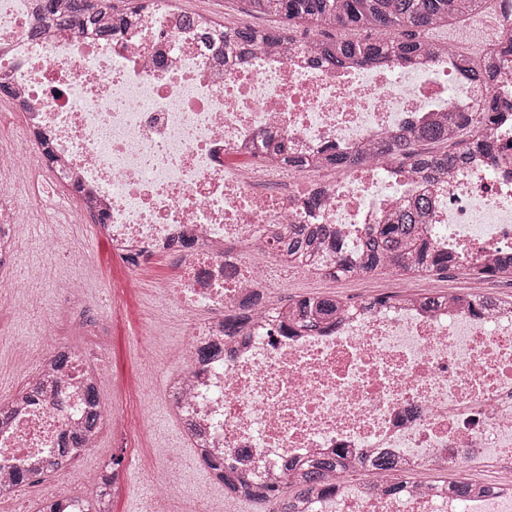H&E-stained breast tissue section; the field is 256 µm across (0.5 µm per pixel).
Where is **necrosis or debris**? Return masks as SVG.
<instances>
[{
	"mask_svg": "<svg viewBox=\"0 0 512 512\" xmlns=\"http://www.w3.org/2000/svg\"><path fill=\"white\" fill-rule=\"evenodd\" d=\"M37 0H0V80L10 86L17 144L0 153V270L20 260L11 227L40 207L36 173L63 188L57 214H103L115 253L175 255L177 277L156 302L194 314L180 364L161 390L191 445L245 470L255 491L280 480L285 461L344 449L351 466L392 455L445 473L470 461L512 459V306L494 289L474 308L435 277L427 309L404 300L347 305L314 332L283 329L268 304L288 287L272 230L327 224L360 256L368 232L421 194L435 244L457 266H489L512 252V118L489 124L497 159L423 180L400 164L364 162L303 178L271 155L347 154L448 116L475 118L489 99L512 101V56L475 84L456 57L413 68L311 66L306 42L286 40L242 56L225 48L208 15L187 18L146 0L105 42L87 28L40 25ZM58 158L45 167L39 140ZM319 193L318 208L302 201ZM246 323L224 336L226 313ZM37 403L1 395L0 498L23 497L14 475L51 464L62 434L87 431L81 356L48 339L24 348ZM64 354L62 366L48 359ZM298 512H512V480L467 498L446 483L357 482L338 473L326 495Z\"/></svg>",
	"mask_w": 512,
	"mask_h": 512,
	"instance_id": "obj_1",
	"label": "necrosis or debris"
}]
</instances>
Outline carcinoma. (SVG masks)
<instances>
[{
	"instance_id": "carcinoma-1",
	"label": "carcinoma",
	"mask_w": 512,
	"mask_h": 512,
	"mask_svg": "<svg viewBox=\"0 0 512 512\" xmlns=\"http://www.w3.org/2000/svg\"><path fill=\"white\" fill-rule=\"evenodd\" d=\"M144 0H125L118 6L114 0H68L66 9L58 8L57 0H41L43 19L58 26L82 25L100 27V16L110 15L112 22L102 28L104 39L123 28L137 14ZM250 12L273 18L283 23L281 27H267L259 34L252 26L231 28L229 37L241 55L250 54L262 39L275 40L292 34L303 27L305 30L340 28L363 31L364 37L335 40L315 39L317 50L312 57L316 66L343 67L362 65L379 67L387 64L410 66L424 59L448 54V43L429 37V31L452 26L489 8V0H245ZM512 55V38L497 47L474 57L465 52L459 56L471 78L484 82L494 74L504 56ZM502 113L497 100L487 101L481 111L482 121L465 128L469 135L455 143L452 150L425 152L422 145L448 143V117L446 124L427 125L406 137H393L380 147L371 149L362 157L330 153L323 159L327 167H342L359 160L385 157L420 175L425 180L442 171L467 164L471 157L483 153L498 155L497 145L477 128ZM429 199L420 198L404 208L388 224H382L370 235L363 246V260L358 265H347L349 274H371L382 269L412 271L426 276L445 277L454 266L448 252L439 249L424 234L425 215ZM324 240L328 250L337 259L344 258L339 237L325 224H291L277 233L274 243L282 257L296 266H307L311 261V246L316 240ZM344 302L333 296L305 295L278 307L279 315L296 323L300 328L311 330L336 317ZM97 387L91 385L86 422L93 430L102 421ZM85 445V437L78 433L63 434L57 450V463L62 465ZM206 466L215 478L231 487L237 495L255 503H278V512H291L297 500L321 494L326 490L325 476L345 466L341 452L323 455L305 464H284L285 481L266 489L260 498L240 474L225 470L224 460L208 458ZM364 469L393 476L390 491L396 493L403 486V477L409 469L390 458L375 459L365 463ZM112 485V474L101 476L93 500L85 501V512H104L102 497Z\"/></svg>"
}]
</instances>
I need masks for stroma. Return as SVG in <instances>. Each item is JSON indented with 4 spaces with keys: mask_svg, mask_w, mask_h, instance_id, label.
<instances>
[{
    "mask_svg": "<svg viewBox=\"0 0 512 512\" xmlns=\"http://www.w3.org/2000/svg\"><path fill=\"white\" fill-rule=\"evenodd\" d=\"M181 10L208 13L232 27L263 24V17L248 13L243 0H173ZM53 232L67 244L83 252L86 262L71 268L46 260L37 249L44 232ZM176 270L172 256L148 260L130 266L114 255L107 238L95 230L92 218L79 216L71 224H33L27 247L17 271L0 272V282L18 279L36 288H49L54 277L71 282L75 290L68 305L44 307L38 317L22 313L0 312V394H14L21 388L19 373L24 366L22 354L11 341L22 337L39 345L44 334L85 358V368L97 381L103 406L120 415L125 427L116 430L103 421L95 448L77 457L72 475L71 495L91 498L83 481L85 472L101 469L120 458L131 472L124 494L113 497L111 512H195L196 503L223 492L222 484L196 464L193 448L187 447L180 422L161 392V378L179 364V355L187 341L185 315L159 312L153 296L154 285ZM137 274L141 286L137 292L125 291L123 282ZM369 285L356 287L323 278L294 276L290 287L275 291L270 300L283 305L305 294L333 296L347 303L361 302L375 292H396L395 274L378 271L368 277ZM151 419L152 433H140L144 419ZM182 446L171 468L182 479L178 497L167 502L155 497L146 475L155 464L154 449Z\"/></svg>",
    "mask_w": 512,
    "mask_h": 512,
    "instance_id": "stroma-1",
    "label": "stroma"
}]
</instances>
